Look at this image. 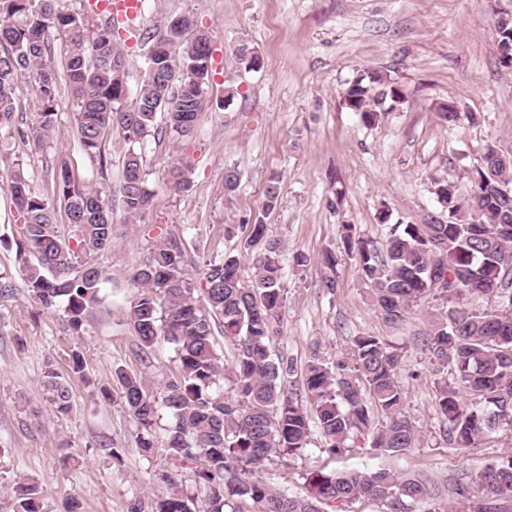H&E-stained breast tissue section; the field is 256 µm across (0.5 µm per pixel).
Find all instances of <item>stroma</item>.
Here are the masks:
<instances>
[{
  "mask_svg": "<svg viewBox=\"0 0 512 512\" xmlns=\"http://www.w3.org/2000/svg\"><path fill=\"white\" fill-rule=\"evenodd\" d=\"M512 11V0H142L141 13L124 21L128 85L137 91L147 47L142 29L170 16H191L212 35V72L195 135L183 142L146 138L144 162L152 204L138 220L115 211L116 236L95 263L109 280L82 333L68 326L62 309L46 310L29 298L17 244L22 238L6 178L23 169L32 188L52 198L53 172L66 161L87 185L118 192L128 148L112 132L105 145L108 165L99 168L77 139V104L60 83L50 140L32 151L18 128L39 124L41 103L30 83L19 82L18 125L0 129V512H13L11 487L22 477L37 479L45 493L43 512H63L75 497L83 512H128L134 499L166 491L170 465L162 449L144 453L136 425L112 375L120 367L143 374L150 393H160L172 367L169 344L159 343L150 363L138 355L124 310L138 293L133 275L149 249L172 234L187 243L186 272L199 278L214 253L241 255L256 221L285 242L282 256L286 298L276 352L304 368L318 359L328 365L351 361L354 337L374 335L399 353L396 378L407 393L405 413L420 439L414 448L384 459L365 448L333 456L313 434L303 455L288 465H255L253 480L288 486L305 495L311 473L374 469L390 465L423 473L441 490L452 512H470L457 497L456 481L476 475L512 450L500 435L460 451L441 437L436 389L446 379L420 349L417 338L443 303L430 296L414 305L401 327L383 321L370 302L356 261L340 238L341 227L385 248L388 225L445 216L433 193L438 178L453 180L461 194L471 189L472 171L484 147L512 154V70L500 62L494 19ZM247 44L261 67L246 71L233 56ZM368 70L386 73L405 93L403 102L382 112L374 125L349 110L342 92ZM230 105H223L226 92ZM453 102L455 123L438 108ZM186 163L187 189L167 187L172 167ZM236 171L235 190L224 187L225 171ZM280 178L275 209H262L265 186ZM388 212V224L378 221ZM234 234H226V226ZM335 252L329 269L325 252ZM307 258L297 265V255ZM335 277V290L324 280ZM84 355L82 373H72V350ZM53 362L75 395L61 415L43 392L46 362ZM115 446L120 460L105 451Z\"/></svg>",
  "mask_w": 512,
  "mask_h": 512,
  "instance_id": "obj_1",
  "label": "stroma"
}]
</instances>
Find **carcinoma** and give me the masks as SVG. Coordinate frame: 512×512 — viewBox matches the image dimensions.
<instances>
[{
	"label": "carcinoma",
	"instance_id": "obj_1",
	"mask_svg": "<svg viewBox=\"0 0 512 512\" xmlns=\"http://www.w3.org/2000/svg\"><path fill=\"white\" fill-rule=\"evenodd\" d=\"M119 21L113 17L91 32L84 17L56 8V0H0V128L17 110L15 86L27 80L42 103V120L22 137L38 150L50 138L58 90L50 65L51 34L64 38L68 85L77 102V135L82 151L105 164L108 134L121 132L128 143L124 158L121 208L141 219L151 204L142 145L146 137H193L202 91L211 64V36L186 16L168 17L139 36L154 47L162 74L144 77L127 99L126 57ZM403 98L401 88L380 71H370L344 89L347 107L372 125L382 105ZM164 122L156 123L157 115ZM474 171L473 189L461 197L454 182L434 180L433 191L448 204V220L429 215L419 224L390 228L386 251L342 225L345 252L359 265L373 304L384 321L400 326L409 307L428 295L446 304L419 339L429 363L451 370L452 380L437 392L443 437L452 448H476L501 433H512V199L496 192L512 188L508 164L490 155ZM12 203L21 220L17 244L25 288L41 307H60L73 332L80 333L108 280L93 262L115 237L112 198L89 188L66 164L54 180L73 236L61 237L54 204L39 195L22 169L10 174ZM279 179H269L264 207L273 209ZM243 249L252 256L243 276L240 256L216 255L202 277L185 276L186 245L178 236L153 244L134 274L140 286L126 311L127 321L146 353L163 339L172 345L175 370L162 392L149 394L142 377L116 368L125 405L138 429L151 433L161 413L171 417L163 447L174 467L194 469L198 492L178 487L176 475L164 482L170 492L151 504L152 512H346L363 499L384 503L387 512L441 496L423 473L329 471L312 474L308 496L270 489L251 480L248 467L276 464L302 453L311 426L325 439L324 451L336 455L363 442L374 451L400 454L414 447L419 434L405 414L406 392L396 379L399 354L378 336L353 340V365L310 363L291 383L293 362L272 350L284 300L281 256L284 242L267 225H250ZM33 254L31 264L26 253ZM493 300L497 307L482 308ZM234 346L231 366L216 332ZM47 401L61 415L73 410L70 385L47 363ZM474 402H464V395ZM382 414L383 423L376 421ZM479 491L512 497V452L487 466L476 478ZM14 512H41L43 488L22 478L13 490Z\"/></svg>",
	"mask_w": 512,
	"mask_h": 512
}]
</instances>
